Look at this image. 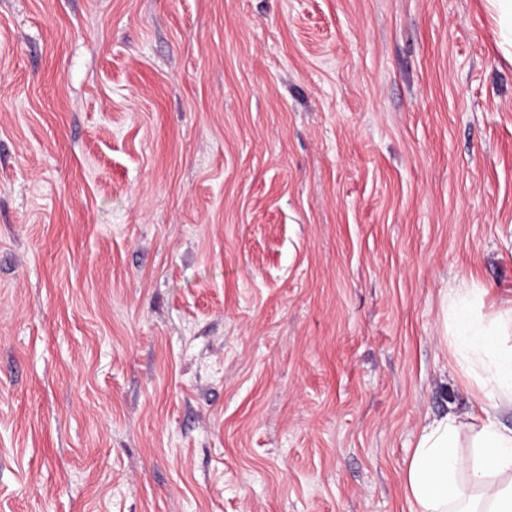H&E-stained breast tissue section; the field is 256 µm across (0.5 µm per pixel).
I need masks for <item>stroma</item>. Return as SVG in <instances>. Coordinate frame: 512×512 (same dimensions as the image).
<instances>
[{
    "label": "stroma",
    "instance_id": "35a3bbf8",
    "mask_svg": "<svg viewBox=\"0 0 512 512\" xmlns=\"http://www.w3.org/2000/svg\"><path fill=\"white\" fill-rule=\"evenodd\" d=\"M512 306L481 0H0V512H407Z\"/></svg>",
    "mask_w": 512,
    "mask_h": 512
}]
</instances>
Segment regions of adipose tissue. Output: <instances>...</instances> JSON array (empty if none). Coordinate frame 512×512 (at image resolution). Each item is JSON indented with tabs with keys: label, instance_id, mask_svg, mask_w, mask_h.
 <instances>
[{
	"label": "adipose tissue",
	"instance_id": "ef3b65f1",
	"mask_svg": "<svg viewBox=\"0 0 512 512\" xmlns=\"http://www.w3.org/2000/svg\"><path fill=\"white\" fill-rule=\"evenodd\" d=\"M477 289H449L445 308L459 358L479 393L473 412L479 424L447 414L425 425L404 475L409 512H512V428L498 420L512 407V308L491 321L474 312ZM468 438L469 456L458 452Z\"/></svg>",
	"mask_w": 512,
	"mask_h": 512
}]
</instances>
